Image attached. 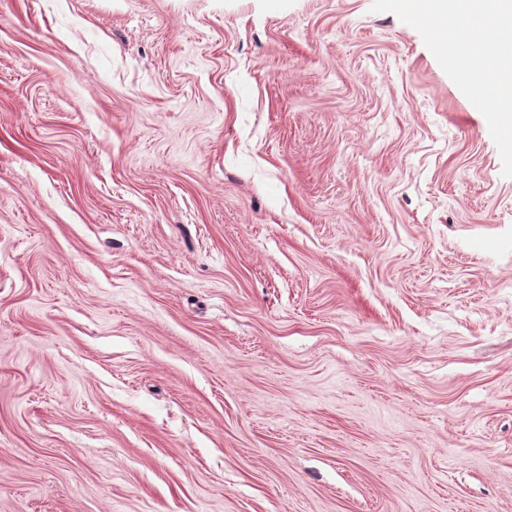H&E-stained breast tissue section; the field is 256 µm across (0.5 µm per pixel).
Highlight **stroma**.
Segmentation results:
<instances>
[{
  "mask_svg": "<svg viewBox=\"0 0 512 512\" xmlns=\"http://www.w3.org/2000/svg\"><path fill=\"white\" fill-rule=\"evenodd\" d=\"M372 0H0V512H512V178Z\"/></svg>",
  "mask_w": 512,
  "mask_h": 512,
  "instance_id": "35a3bbf8",
  "label": "stroma"
}]
</instances>
